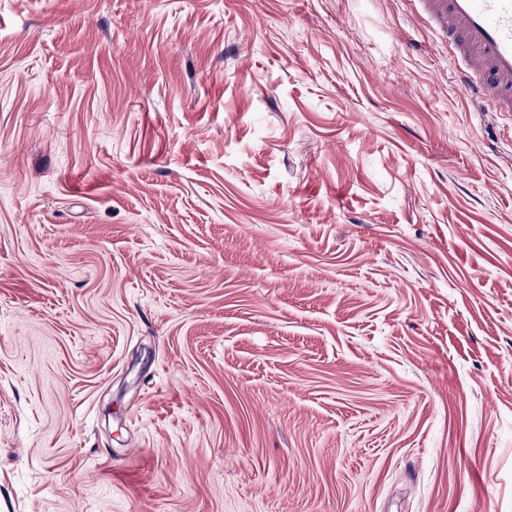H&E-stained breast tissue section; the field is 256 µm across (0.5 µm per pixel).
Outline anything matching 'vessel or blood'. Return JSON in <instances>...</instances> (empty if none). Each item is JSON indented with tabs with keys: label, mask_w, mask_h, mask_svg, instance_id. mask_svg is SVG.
<instances>
[{
	"label": "vessel or blood",
	"mask_w": 512,
	"mask_h": 512,
	"mask_svg": "<svg viewBox=\"0 0 512 512\" xmlns=\"http://www.w3.org/2000/svg\"><path fill=\"white\" fill-rule=\"evenodd\" d=\"M448 37L463 95L512 112V0H419Z\"/></svg>",
	"instance_id": "obj_1"
}]
</instances>
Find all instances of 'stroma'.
<instances>
[{"label":"stroma","instance_id":"35a3bbf8","mask_svg":"<svg viewBox=\"0 0 512 512\" xmlns=\"http://www.w3.org/2000/svg\"><path fill=\"white\" fill-rule=\"evenodd\" d=\"M0 512H512V112L415 0H0Z\"/></svg>","mask_w":512,"mask_h":512}]
</instances>
